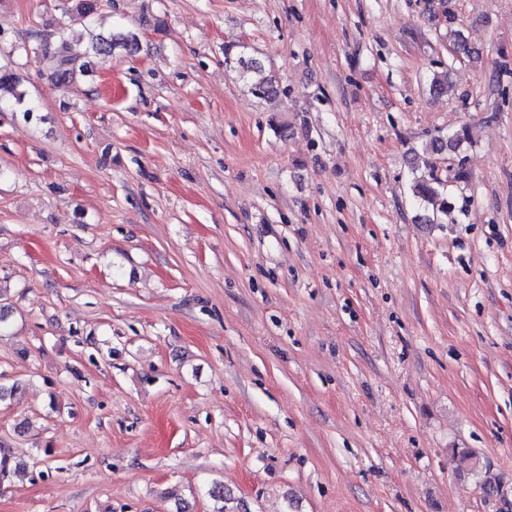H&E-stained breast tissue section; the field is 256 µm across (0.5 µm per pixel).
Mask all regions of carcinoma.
Instances as JSON below:
<instances>
[{
	"mask_svg": "<svg viewBox=\"0 0 512 512\" xmlns=\"http://www.w3.org/2000/svg\"><path fill=\"white\" fill-rule=\"evenodd\" d=\"M55 47L48 46L34 52L35 61L42 65L43 70L56 80L67 83L76 73L77 62L82 58L91 56H112V51L121 47L132 54L138 51L139 43L134 36H125L121 33L110 31H92L88 44L80 48L69 38L66 25H61L58 32L54 33ZM451 49L461 60L469 63H478L483 59V53L473 46L463 33L452 30L449 33ZM248 80L251 83L252 93L260 97H272L280 92V87L275 77L265 73L262 66L252 61L243 66ZM0 107H10L26 117H32L37 108L26 99V92L22 88L21 79L7 64H0ZM470 140L469 130L462 128L447 138H437L431 143V150L436 154H454L460 146ZM414 197L420 203L432 208V214L446 213L451 202L445 189V182L434 173V168L429 160H424V171L415 177L412 185ZM453 458L460 466L479 475H483L481 488L484 493L492 495L499 492L496 481L488 475L482 474L483 466L477 458L465 448L452 449ZM20 463L14 461L12 452L8 446L0 442V486L11 480Z\"/></svg>",
	"mask_w": 512,
	"mask_h": 512,
	"instance_id": "1",
	"label": "carcinoma"
}]
</instances>
